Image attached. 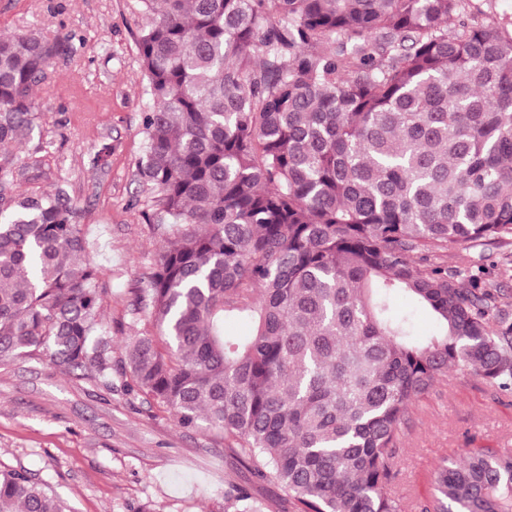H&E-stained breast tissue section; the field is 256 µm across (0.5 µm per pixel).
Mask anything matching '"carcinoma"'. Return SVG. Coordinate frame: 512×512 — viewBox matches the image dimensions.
<instances>
[{"instance_id":"1","label":"carcinoma","mask_w":512,"mask_h":512,"mask_svg":"<svg viewBox=\"0 0 512 512\" xmlns=\"http://www.w3.org/2000/svg\"><path fill=\"white\" fill-rule=\"evenodd\" d=\"M141 2L139 174L170 237L136 295L159 334L130 338L127 386L224 434L247 473L225 512H271L267 480L300 512H398L409 406L450 370L512 392V294L446 260L512 243V30L462 0ZM65 49L0 36L3 176ZM75 218L61 191L0 212V361L108 381L103 273ZM452 507L512 512V453L438 465L434 508ZM0 512L66 510L0 466Z\"/></svg>"}]
</instances>
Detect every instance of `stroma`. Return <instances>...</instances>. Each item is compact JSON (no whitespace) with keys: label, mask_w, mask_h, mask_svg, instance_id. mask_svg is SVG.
I'll return each instance as SVG.
<instances>
[{"label":"stroma","mask_w":512,"mask_h":512,"mask_svg":"<svg viewBox=\"0 0 512 512\" xmlns=\"http://www.w3.org/2000/svg\"><path fill=\"white\" fill-rule=\"evenodd\" d=\"M150 20L139 0H0V34L68 38L34 90L35 132L14 145L9 194L64 189L103 269L101 318L112 361L129 337L151 330L134 317L167 240L143 213L141 180L149 99L137 37ZM470 448L512 453V395L448 373L414 402L401 428L388 487L399 512H431V478ZM0 464L29 470L67 512H224L244 471L214 429L179 428L142 395L65 371L41 358L0 362Z\"/></svg>","instance_id":"1"}]
</instances>
